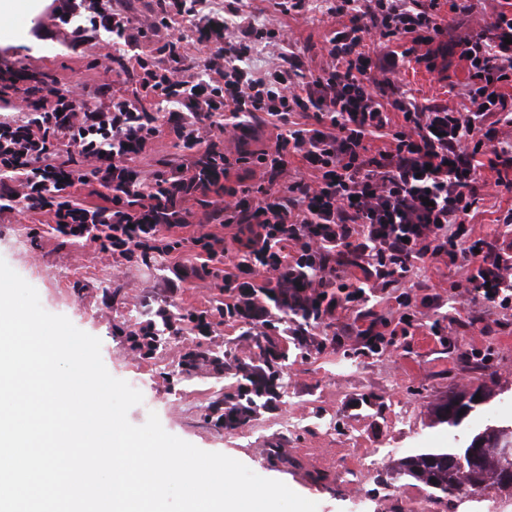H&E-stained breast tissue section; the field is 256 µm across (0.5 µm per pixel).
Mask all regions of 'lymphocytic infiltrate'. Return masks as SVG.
I'll list each match as a JSON object with an SVG mask.
<instances>
[{"label":"lymphocytic infiltrate","instance_id":"obj_1","mask_svg":"<svg viewBox=\"0 0 512 512\" xmlns=\"http://www.w3.org/2000/svg\"><path fill=\"white\" fill-rule=\"evenodd\" d=\"M145 22L110 13L96 0H69L92 27L112 29L125 45L155 41L150 56L109 54L112 73L135 80L133 98L96 93L105 105L89 108L78 94L49 75L23 81L8 55H0V98L22 94L26 121L0 120V197L11 198L13 182L25 187L24 208L52 212L63 239H87L101 250L134 262L150 254L172 255L159 225L135 224L111 234L91 224L89 210L67 193L83 159H95L100 184L136 183L130 162L148 141L167 131L190 146L217 153L222 138H205V120L223 116L238 134L245 120L277 131L260 165L257 190L225 188L223 215L230 237L211 232L191 238L199 278L220 279L228 300L257 283L259 272L287 282L288 303L308 309L318 322L335 320L329 343L342 349L358 338L364 354L382 352L386 335H409L413 290L423 305L439 307L427 281L411 282L423 265L465 273L472 306L512 312V210L500 221L507 233L474 237L470 210L489 187L512 192V0H496L489 21L454 34V19L483 11L485 0H329L336 25L327 40L329 60L310 74L300 53L279 29L257 25L248 0H154ZM198 18L199 41L213 45L203 60L192 59L183 38L168 32L180 20ZM237 34L226 38L227 18ZM279 48L275 67L250 61L258 47ZM460 56L469 80L458 107L419 101L393 81L412 62ZM204 67L208 78L190 80ZM176 103L164 121L147 118V103ZM128 151L111 149L115 136ZM304 175L285 180L290 160ZM393 295L400 312L376 310L374 292Z\"/></svg>","mask_w":512,"mask_h":512}]
</instances>
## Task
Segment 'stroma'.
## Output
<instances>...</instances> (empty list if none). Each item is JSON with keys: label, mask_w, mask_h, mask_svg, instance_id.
Wrapping results in <instances>:
<instances>
[{"label": "stroma", "mask_w": 512, "mask_h": 512, "mask_svg": "<svg viewBox=\"0 0 512 512\" xmlns=\"http://www.w3.org/2000/svg\"><path fill=\"white\" fill-rule=\"evenodd\" d=\"M258 22L283 29L304 53L312 70L327 61L326 40L335 26L324 13L321 0H311L306 13L283 17L271 0H254ZM42 50L21 43L10 46L11 62L39 74L54 76L61 85L80 88L107 83L111 93L131 97L132 83H113L112 75L98 66L97 58L111 51V30L98 29L85 43H72L70 31L84 24L81 16L68 24L50 26L41 16ZM465 61L453 59L448 73L425 66L405 68L395 81L421 99L445 97L447 83L464 85ZM190 152L177 147L174 136L159 134L138 155L133 165L143 184L154 182L162 160L187 161ZM512 208V193L491 189L474 211L476 236L503 232L497 216ZM49 212L31 213L21 208L0 213V258L38 292L49 313L66 316L78 329L101 341V358L108 372L125 380L143 395L128 419L139 426L156 413L168 433L201 450L236 458L256 474L281 481L302 497L316 502L317 512H465L463 505L445 506L428 500L421 483L397 480L389 486L377 482L400 458L431 448H445L454 436L477 433L489 425L493 409L512 404V328L482 334L478 321L489 309L467 306L458 285L460 276L435 265L419 271L441 298L440 309L424 307L413 299L411 310L420 326L410 340H397L382 353L360 354L357 339L345 351L326 346L300 354L289 349L284 368L285 386L274 408L259 411L246 425L227 430L210 423L206 413L217 394L233 390L234 378L203 367L191 377L179 373L189 350L222 352L229 359L250 361L253 348L241 323H214L210 332L192 329L167 337L158 353L145 358L130 352L127 335L147 318L160 299L177 306L206 310L221 299L212 280L187 277L176 281L171 261L151 259L127 262L101 252L90 242L72 243L53 230ZM442 318V337L427 328ZM465 336L470 347L491 350L486 367L474 369L462 362L452 342ZM494 391L495 396L477 406L460 427L430 423V411L451 388ZM379 406L366 405L367 397ZM284 448L287 459L274 457Z\"/></svg>", "instance_id": "1"}]
</instances>
